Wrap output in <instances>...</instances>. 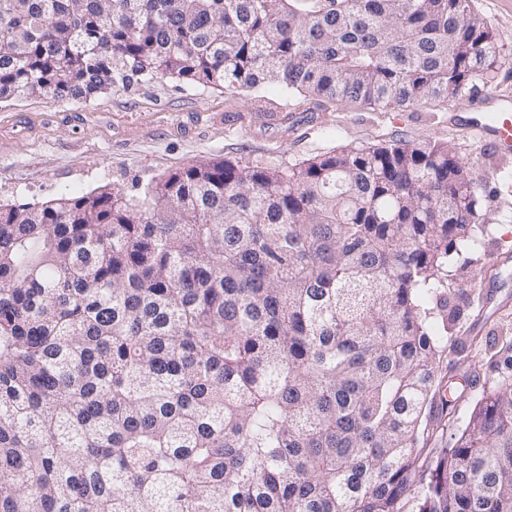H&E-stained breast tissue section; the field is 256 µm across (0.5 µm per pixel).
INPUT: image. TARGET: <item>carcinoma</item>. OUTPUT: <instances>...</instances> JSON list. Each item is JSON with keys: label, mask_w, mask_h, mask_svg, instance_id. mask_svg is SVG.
<instances>
[{"label": "carcinoma", "mask_w": 512, "mask_h": 512, "mask_svg": "<svg viewBox=\"0 0 512 512\" xmlns=\"http://www.w3.org/2000/svg\"><path fill=\"white\" fill-rule=\"evenodd\" d=\"M501 65L473 0H0V101L142 74L402 110ZM482 209L399 139L0 206V512H512V337L471 411L442 375Z\"/></svg>", "instance_id": "carcinoma-1"}]
</instances>
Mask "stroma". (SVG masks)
<instances>
[{
    "mask_svg": "<svg viewBox=\"0 0 512 512\" xmlns=\"http://www.w3.org/2000/svg\"><path fill=\"white\" fill-rule=\"evenodd\" d=\"M499 36L502 67L451 103L428 100L381 112L356 104H315L275 83L258 93L136 76L87 99L39 96L0 102V205L42 203L100 187L135 197L152 181L203 159L288 166L342 147L390 139L455 148L474 168L491 225L472 263L455 265L448 286L468 302L461 338L512 336V157L467 127L512 100V0H474Z\"/></svg>",
    "mask_w": 512,
    "mask_h": 512,
    "instance_id": "35a3bbf8",
    "label": "stroma"
}]
</instances>
